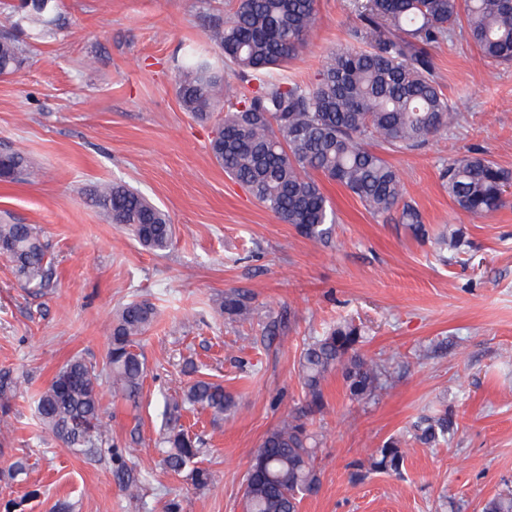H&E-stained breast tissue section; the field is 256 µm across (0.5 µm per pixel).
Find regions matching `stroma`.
Masks as SVG:
<instances>
[{"mask_svg":"<svg viewBox=\"0 0 512 512\" xmlns=\"http://www.w3.org/2000/svg\"><path fill=\"white\" fill-rule=\"evenodd\" d=\"M365 0H316V25L273 78L308 84L325 56L349 42ZM63 27L14 30L27 62L0 76V149L28 156L31 181L0 178V214L32 224L51 245L47 287L30 288L0 256V370L18 379L0 419V512H244L243 481L266 435L304 404L298 363L306 342L349 322L360 355L386 365L378 397L351 400L339 373L310 416L317 494L299 512H483L512 485V188L501 209L460 211L442 186L452 159L477 154L512 172V63L483 62L465 31L436 46L442 91L464 119L412 149L380 147L404 177L405 199L429 238L398 214L372 215L348 191L322 187L336 215L328 242L281 223L225 175L209 149L211 123L185 112L175 61L185 44L210 50V21L237 0H58ZM137 189L174 226L170 249L141 247L109 223L89 192ZM243 294L248 320L222 314ZM145 300L157 317L137 350L146 373L137 402L105 393L103 417L138 476L124 490L108 459L89 460L45 432L33 397L72 357L107 369L108 323ZM205 378L235 405L223 419L186 414L201 437L207 483L169 472L157 446L162 396ZM448 416L450 438L417 441L412 426ZM399 441L401 473L368 469ZM23 459L27 473L8 467Z\"/></svg>","mask_w":512,"mask_h":512,"instance_id":"35a3bbf8","label":"stroma"}]
</instances>
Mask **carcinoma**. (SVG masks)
Masks as SVG:
<instances>
[{
    "instance_id": "cac0c4a2",
    "label": "carcinoma",
    "mask_w": 512,
    "mask_h": 512,
    "mask_svg": "<svg viewBox=\"0 0 512 512\" xmlns=\"http://www.w3.org/2000/svg\"><path fill=\"white\" fill-rule=\"evenodd\" d=\"M26 8L0 0V13L12 27L26 24L42 30L60 25L56 0ZM315 0H239L233 15L214 23L208 39L243 78L258 81L253 90L224 83L223 70L195 46L184 49L177 67V95L183 109L214 123L210 152L224 172L242 185L280 222L295 226L305 238L325 243L335 217L314 175L321 174L355 195L373 215L401 208L402 223L420 239L428 237L419 212L404 203L399 171L369 147L377 139L389 148L410 149L459 125L458 105L441 90L430 49L451 40L465 25L480 59L512 62V0H472L460 15L459 0H366L357 13L354 36L367 48L340 45L325 57L315 82L301 85L268 78L302 47L316 23ZM22 47L0 34V75L24 67ZM37 171L20 152L9 151L0 177L32 180ZM443 187L463 212L490 213L506 204L507 172L488 159L464 155L445 167ZM95 206L113 224L126 226L153 251L172 243L174 228L167 215L142 194L122 184L92 190ZM14 264L25 285L41 288L52 268L48 244L30 224L0 222V254ZM221 312L245 319L249 306L238 293L218 302ZM156 317L145 301L120 306L110 327L108 365L115 395L136 401L145 363L134 343ZM360 331L339 324L306 345L299 374L306 410L290 415L269 431L247 471L245 512H298L302 499L318 492L314 446L306 416L324 409L323 383L339 370L349 397L374 398L382 389L384 368L358 352ZM17 379L0 371V414L16 399ZM102 387L96 367L82 357L70 359L36 397L42 427L65 447L84 455L108 454L117 470L126 469L112 443L102 415ZM234 405L224 386L199 379L162 405L163 454L166 469L178 474L200 454V440L183 428L184 413L197 406L216 417ZM453 429L449 418L424 419L416 438L432 444ZM404 454L390 441L371 456L374 470L400 472ZM486 512H512V486L487 504Z\"/></svg>"
}]
</instances>
